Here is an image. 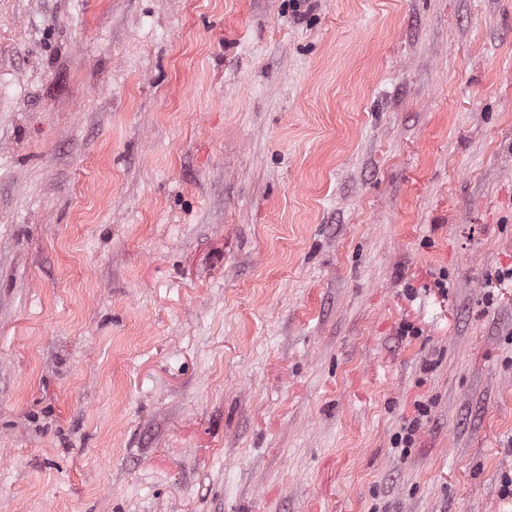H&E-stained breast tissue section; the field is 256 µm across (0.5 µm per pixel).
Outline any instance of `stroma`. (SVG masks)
Wrapping results in <instances>:
<instances>
[{"instance_id":"obj_1","label":"stroma","mask_w":512,"mask_h":512,"mask_svg":"<svg viewBox=\"0 0 512 512\" xmlns=\"http://www.w3.org/2000/svg\"><path fill=\"white\" fill-rule=\"evenodd\" d=\"M510 267L512 0H0V512H512Z\"/></svg>"}]
</instances>
